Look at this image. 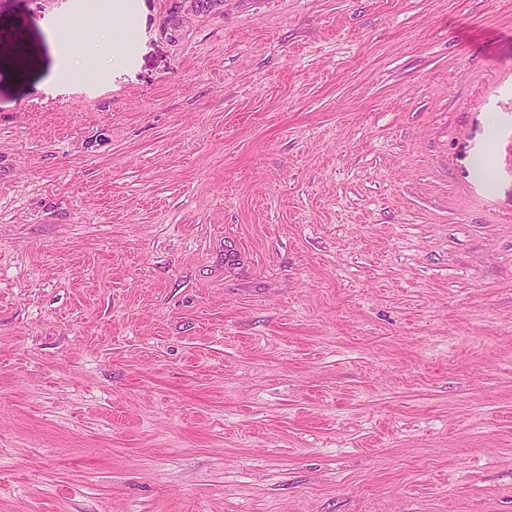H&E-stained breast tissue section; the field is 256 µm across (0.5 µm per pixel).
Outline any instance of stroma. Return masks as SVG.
Instances as JSON below:
<instances>
[{"label": "stroma", "mask_w": 512, "mask_h": 512, "mask_svg": "<svg viewBox=\"0 0 512 512\" xmlns=\"http://www.w3.org/2000/svg\"><path fill=\"white\" fill-rule=\"evenodd\" d=\"M0 512H512V0H0Z\"/></svg>", "instance_id": "1"}]
</instances>
